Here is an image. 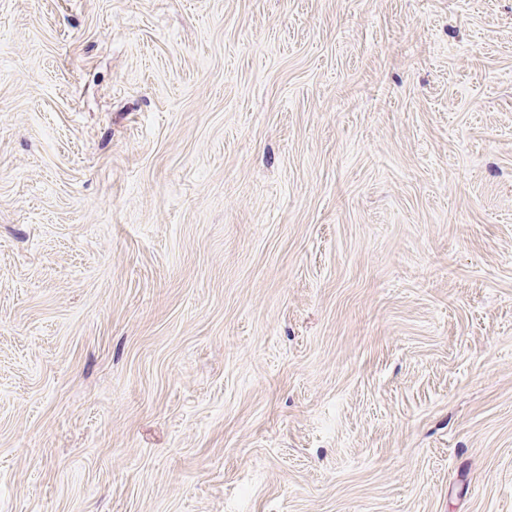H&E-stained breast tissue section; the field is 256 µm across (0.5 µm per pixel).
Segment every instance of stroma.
<instances>
[{
    "mask_svg": "<svg viewBox=\"0 0 512 512\" xmlns=\"http://www.w3.org/2000/svg\"><path fill=\"white\" fill-rule=\"evenodd\" d=\"M0 512H512V0H0Z\"/></svg>",
    "mask_w": 512,
    "mask_h": 512,
    "instance_id": "1",
    "label": "stroma"
}]
</instances>
